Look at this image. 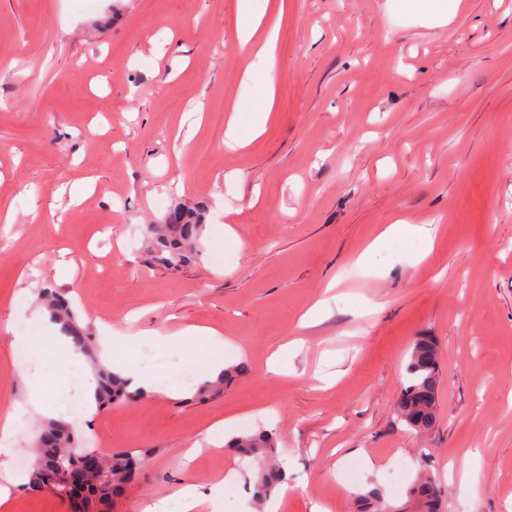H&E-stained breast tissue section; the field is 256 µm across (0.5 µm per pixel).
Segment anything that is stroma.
<instances>
[{
	"label": "stroma",
	"instance_id": "obj_1",
	"mask_svg": "<svg viewBox=\"0 0 512 512\" xmlns=\"http://www.w3.org/2000/svg\"><path fill=\"white\" fill-rule=\"evenodd\" d=\"M447 2L258 0L274 106L229 151L230 112L241 135L252 122L237 0H0V418L28 398L7 327L51 288L94 338L208 326L249 367L202 401L144 393L71 416L89 447L149 454L112 512L227 473L224 512H257L261 457L185 458L246 418L277 434L279 512H360L371 494L402 512L422 470L442 512H512V0ZM83 176L95 189L72 201ZM177 203L207 214L196 259L172 269L144 227ZM399 219L434 224L433 243L367 254ZM424 335L440 374L418 434L396 407Z\"/></svg>",
	"mask_w": 512,
	"mask_h": 512
}]
</instances>
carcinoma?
<instances>
[{
	"label": "carcinoma",
	"instance_id": "cac0c4a2",
	"mask_svg": "<svg viewBox=\"0 0 512 512\" xmlns=\"http://www.w3.org/2000/svg\"><path fill=\"white\" fill-rule=\"evenodd\" d=\"M205 223V210L201 207L179 205L171 209L165 223L151 225L148 234L155 258L164 265L177 269L189 264L196 253ZM43 301L62 325V332L73 345L90 354L93 338L81 328L69 302L53 293L43 294ZM407 385L402 388L398 400L400 421L417 433H428L436 424V393L439 383V354L434 339L419 336L412 345L405 367ZM247 373L240 363L224 370L218 379L204 383L199 396L206 397L221 391L224 381ZM98 388L96 403L104 409L121 399H134L139 392L127 391V381L100 367L97 369ZM277 437L268 430L253 434H241L228 442V448L240 456H255L273 447ZM36 457L39 464L32 467L29 482L24 490L32 497L51 493L60 500H67L61 480V469L74 465L88 449L78 447L68 422L50 420L41 429L36 441ZM148 465L145 453L138 450H118L102 455L100 470L93 474L79 501H71L73 512H107L112 501L127 487L136 484ZM283 480V470L278 464H269L262 471L256 496L268 498ZM416 512H440L441 490L431 476L418 479L412 490Z\"/></svg>",
	"mask_w": 512,
	"mask_h": 512
}]
</instances>
